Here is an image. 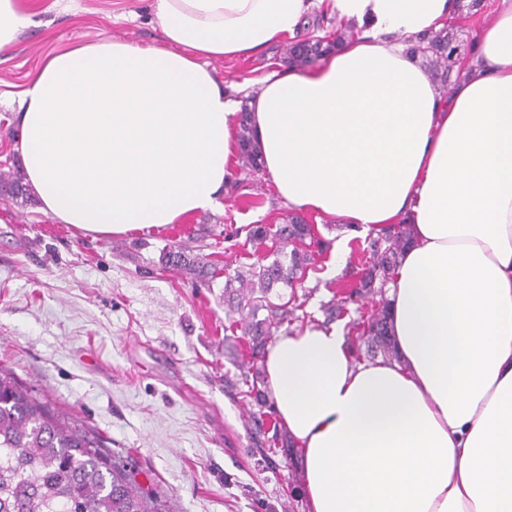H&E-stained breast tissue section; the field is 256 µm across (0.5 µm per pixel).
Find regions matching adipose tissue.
Masks as SVG:
<instances>
[{"label":"adipose tissue","mask_w":512,"mask_h":512,"mask_svg":"<svg viewBox=\"0 0 512 512\" xmlns=\"http://www.w3.org/2000/svg\"><path fill=\"white\" fill-rule=\"evenodd\" d=\"M355 30L275 64L240 104L211 60L296 36L316 8ZM459 0H152L158 45L49 55L8 102L38 209L96 238L219 205L240 107L289 206L362 231L412 227L388 285L395 362L342 328L284 333L266 389L301 449L310 512H512V0L442 95L408 52ZM34 22L0 0V52ZM353 34V30L352 33L347 32L345 38H350ZM345 38L342 35H336V38L332 40H329L326 37L317 39L314 42L310 41V39H305L303 40L305 46L302 49L294 48L291 51L288 50V64L301 66L316 59L322 58L328 52L334 49L337 41Z\"/></svg>","instance_id":"adipose-tissue-1"}]
</instances>
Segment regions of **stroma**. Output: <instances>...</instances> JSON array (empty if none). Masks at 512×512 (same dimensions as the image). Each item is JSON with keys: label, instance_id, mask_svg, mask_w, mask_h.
<instances>
[{"label": "stroma", "instance_id": "obj_1", "mask_svg": "<svg viewBox=\"0 0 512 512\" xmlns=\"http://www.w3.org/2000/svg\"><path fill=\"white\" fill-rule=\"evenodd\" d=\"M40 2L34 24L0 52V163L10 170L18 167L17 129L5 101L43 57L102 38L161 37L149 0ZM496 10L497 0H463L447 23L461 58H471ZM285 48L280 41L211 67L243 100ZM293 214L261 173L225 193L217 210L112 238L55 223L32 197H0V368L97 431L167 512H309L299 451L260 460L263 436L238 394V338L228 328L223 279L200 286L161 260L182 246L236 268L244 250L226 249V225L282 224ZM330 258L316 256L295 289L279 291L283 302L306 296L318 323L341 301V278L321 277Z\"/></svg>", "mask_w": 512, "mask_h": 512}]
</instances>
